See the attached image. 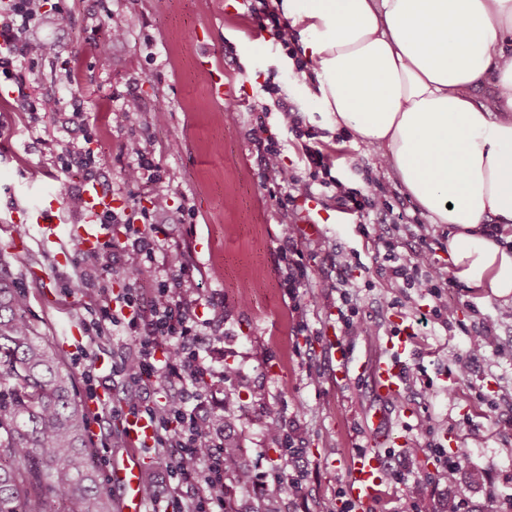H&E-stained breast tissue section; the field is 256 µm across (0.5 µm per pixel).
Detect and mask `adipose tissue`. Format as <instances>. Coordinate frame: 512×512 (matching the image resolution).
<instances>
[{
    "label": "adipose tissue",
    "instance_id": "obj_1",
    "mask_svg": "<svg viewBox=\"0 0 512 512\" xmlns=\"http://www.w3.org/2000/svg\"><path fill=\"white\" fill-rule=\"evenodd\" d=\"M321 108L388 157L448 268L512 295V0H282ZM493 82L491 104L474 92Z\"/></svg>",
    "mask_w": 512,
    "mask_h": 512
}]
</instances>
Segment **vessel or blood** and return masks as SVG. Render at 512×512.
Instances as JSON below:
<instances>
[{
    "label": "vessel or blood",
    "instance_id": "obj_1",
    "mask_svg": "<svg viewBox=\"0 0 512 512\" xmlns=\"http://www.w3.org/2000/svg\"><path fill=\"white\" fill-rule=\"evenodd\" d=\"M88 212L86 224L79 227L76 235L81 247L89 248L100 242L104 227L100 217L111 211L112 195L99 184L88 185L83 193ZM411 343L410 336L402 335L389 342L387 358L373 362L369 367L371 381L376 392L383 396L398 395L404 386L403 358ZM132 446L121 462L112 467V482L123 490L120 512H148V503L141 492V476L144 460L139 454L137 443L149 440L152 429L146 420L129 419ZM382 457L378 450L368 448L357 452L345 470V493L358 508L370 505L380 480Z\"/></svg>",
    "mask_w": 512,
    "mask_h": 512
}]
</instances>
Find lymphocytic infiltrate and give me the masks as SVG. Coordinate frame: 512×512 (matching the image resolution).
<instances>
[{
  "mask_svg": "<svg viewBox=\"0 0 512 512\" xmlns=\"http://www.w3.org/2000/svg\"><path fill=\"white\" fill-rule=\"evenodd\" d=\"M43 20L62 30L68 25L69 13L48 0H0V77L21 97L26 94V64L49 50L39 34ZM277 121L302 138L303 170L283 166L282 148L267 136L266 124H258L251 136L264 177L278 188V207L289 219L283 227L287 246L280 253L288 261V290L297 291L308 278L299 258L295 226L313 201L323 208L333 207L356 216L360 230L377 226V276L394 287L410 289L406 301L413 321L421 324L431 317L444 328H452L454 307L446 295L457 280L447 267L437 263L433 249L416 251L405 246L403 236L414 219L395 211L382 197V181L372 168H360L364 188L349 187L332 176L333 163L319 146L318 131L301 130L297 113L285 108L279 110ZM156 211L168 213L165 194L155 196L153 209L143 212L141 224H124L123 239L110 243L107 250L81 256L83 262L94 265L110 262L118 255L125 258V286L117 295L102 296L98 312L113 326L135 333L133 348L113 356L106 379L121 381L133 389V397L125 401L127 413L146 419L152 428L149 449L157 461V474L143 487L147 502L159 512H230L224 491L230 468L238 471L249 487L261 488L269 495L279 494L287 485L300 487L306 479L305 472L289 476L275 464L259 474L243 467L240 460H226L227 424L223 415L212 410L195 383L205 375L229 380L235 370L217 368L206 358L215 344L202 337L207 322L199 313L201 299L189 285L182 248L160 239L159 226L152 219ZM158 253L162 254L167 271L162 281L156 280V270L149 264ZM331 263L338 275L323 278L320 285L335 292L343 306L338 318L344 335H369L370 329L349 292L351 283L343 275L351 264L350 257L336 253ZM181 483L194 486L199 492L192 506H185L182 501L177 490Z\"/></svg>",
  "mask_w": 512,
  "mask_h": 512,
  "instance_id": "1",
  "label": "lymphocytic infiltrate"
}]
</instances>
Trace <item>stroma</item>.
<instances>
[{
	"label": "stroma",
	"mask_w": 512,
	"mask_h": 512,
	"mask_svg": "<svg viewBox=\"0 0 512 512\" xmlns=\"http://www.w3.org/2000/svg\"><path fill=\"white\" fill-rule=\"evenodd\" d=\"M61 3L70 12L68 27L43 25L41 35L52 49L26 67L28 92L54 97L56 113L24 111L13 96L0 101V268L26 293L25 316L36 334L60 349L65 369L75 377L76 398L90 404L84 370L93 364L108 372L113 352L129 341L118 331L90 336L85 330L101 292L121 291L119 269L96 268L92 289L71 287L80 260L69 229L83 217L67 210L64 191L83 187L85 180L82 171L69 169L67 150L89 137L98 149L96 181L129 212L148 206L157 193L184 210L182 223H167L162 215L156 221L164 225L167 243L184 246L193 288L218 303L212 332L237 376L228 382L206 377L202 389L219 397L231 393V434L247 466L262 472L272 461L288 463L251 422L267 406L303 444L301 467L310 474L303 492L322 512H340L345 465L385 432L416 450L419 477L397 485L381 482L374 512H405L415 498L437 503L451 492L475 512H491V499L512 495V319L500 317L512 308V295L484 300L466 287L449 289L456 307L452 329L434 321L416 326L405 361L422 375L396 397L383 399L358 367L386 355L404 315L389 305L398 291L377 276L374 242L360 233L356 217L326 211L318 233L303 236L308 282L297 300H289L276 263L279 191L265 180L249 140L262 105L271 101L265 85L278 84L285 106L298 111L303 128L319 131L324 143L336 146L338 137L318 99L302 92L301 73L288 63L281 44L267 34L253 39L241 0ZM115 24L126 38L111 44L107 34ZM218 75L232 83L236 102L212 98L210 83ZM131 93L141 109L128 113L122 103ZM128 138L153 152L158 182L126 184L129 159L120 143ZM346 146L382 176L394 207L422 215L385 158L355 136ZM52 205L63 230L47 240L34 215ZM335 248L360 257L361 268L352 272L360 284L357 304L374 331L368 338L341 337L349 352L345 361L323 342L327 330L339 326L336 309L316 298L317 283L331 271L328 252ZM486 317L498 321L489 344L470 362L466 379L450 381L449 366L464 356L470 332ZM341 370L346 379H338ZM425 417L435 434L415 430L416 420ZM88 422L101 488L119 500L110 475L129 449L123 420L101 411ZM440 447L466 456L451 487L440 479Z\"/></svg>",
	"instance_id": "35a3bbf8"
}]
</instances>
